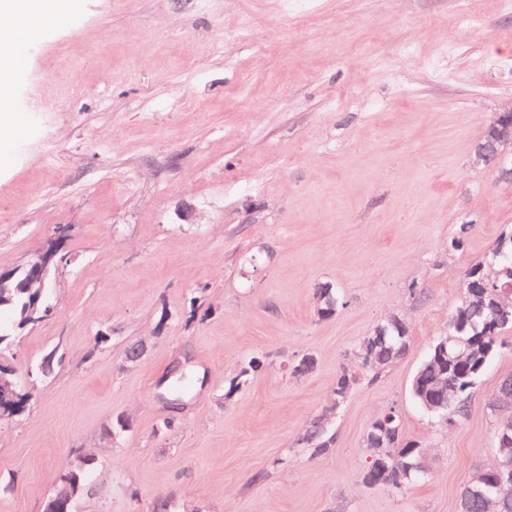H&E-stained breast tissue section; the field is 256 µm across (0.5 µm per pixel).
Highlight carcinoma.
<instances>
[{
  "label": "carcinoma",
  "mask_w": 512,
  "mask_h": 512,
  "mask_svg": "<svg viewBox=\"0 0 512 512\" xmlns=\"http://www.w3.org/2000/svg\"><path fill=\"white\" fill-rule=\"evenodd\" d=\"M492 264L497 273L496 286L488 285L481 268ZM512 285V228L501 231L493 244L462 275V296L457 306L448 315V323L443 334L430 344L424 363L418 368L417 385L423 387L434 379L448 382V403L440 413L431 415L436 422H446L451 418L462 419L467 415L469 397L489 363L504 349L502 335L512 330V318L508 322L495 321L498 294L505 285ZM11 296L0 300V318L8 316L11 324L0 326V359L4 358L14 344L17 332L42 322L43 310L50 307L46 282L42 298L37 308H32V298L27 292L23 273H18L9 284ZM315 299L324 310V316L336 313L339 306L338 293L332 286L320 284L314 289ZM374 341L372 350L362 346L355 349L358 369L354 373L343 370L336 377L333 389L336 401H341L350 393L360 378H377L398 356L400 347L410 349L411 332L400 318L391 316L378 324L371 333ZM53 354L45 356L37 367L30 369L23 377L15 378V389L24 392L30 381L51 373ZM401 425L394 410L378 416L368 427L365 437L369 448L370 461L365 466L362 477L370 486H382L392 494H402L409 486L424 480L427 471L412 468L410 478L400 477L402 468L415 462L422 451L420 443L407 441L402 431L384 434L381 426L389 421ZM308 447L322 453L331 447L333 437L323 428L313 427L307 434ZM460 509L464 512H483V503L467 492L460 490Z\"/></svg>",
  "instance_id": "carcinoma-1"
}]
</instances>
